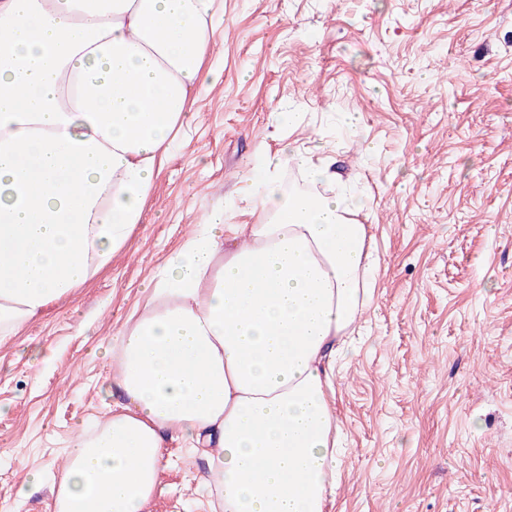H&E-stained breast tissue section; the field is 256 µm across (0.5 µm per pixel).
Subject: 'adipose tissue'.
<instances>
[{"instance_id": "ef3b65f1", "label": "adipose tissue", "mask_w": 512, "mask_h": 512, "mask_svg": "<svg viewBox=\"0 0 512 512\" xmlns=\"http://www.w3.org/2000/svg\"><path fill=\"white\" fill-rule=\"evenodd\" d=\"M222 0H0V341L123 248L224 38ZM330 195L284 194L285 165ZM143 285L103 356L113 405L78 425L48 512H143L166 443L201 450L220 512H325L342 466L327 392L377 275L362 199L289 142Z\"/></svg>"}]
</instances>
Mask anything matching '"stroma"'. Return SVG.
<instances>
[{"label":"stroma","instance_id":"35a3bbf8","mask_svg":"<svg viewBox=\"0 0 512 512\" xmlns=\"http://www.w3.org/2000/svg\"><path fill=\"white\" fill-rule=\"evenodd\" d=\"M214 75L142 222L94 279L0 342V512H47L75 427L102 417L94 356L142 285L283 139L366 197L380 275L336 364L343 472L328 512H512V0H224ZM300 112L295 128L278 113ZM353 113L354 131L340 133ZM145 512H210L206 462L169 444Z\"/></svg>","mask_w":512,"mask_h":512}]
</instances>
